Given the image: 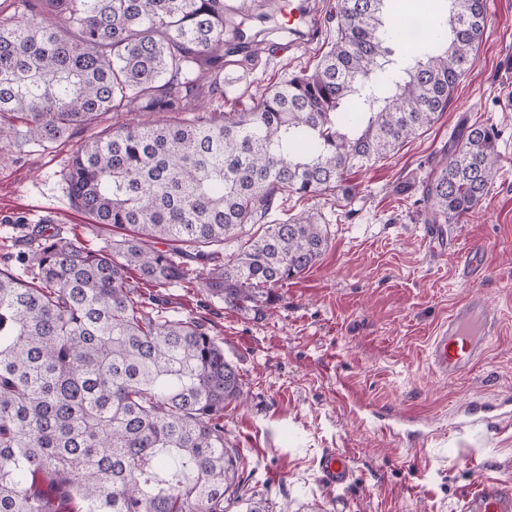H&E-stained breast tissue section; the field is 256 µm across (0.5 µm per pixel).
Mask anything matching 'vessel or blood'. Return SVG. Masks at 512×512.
<instances>
[{
  "label": "vessel or blood",
  "mask_w": 512,
  "mask_h": 512,
  "mask_svg": "<svg viewBox=\"0 0 512 512\" xmlns=\"http://www.w3.org/2000/svg\"><path fill=\"white\" fill-rule=\"evenodd\" d=\"M495 324L482 292H472L456 306L446 324L432 337L428 358L440 374L457 377L468 373L488 347ZM328 486L345 483L350 469L345 457L328 454L321 465ZM460 512H512V484L496 478H482L465 490Z\"/></svg>",
  "instance_id": "1"
}]
</instances>
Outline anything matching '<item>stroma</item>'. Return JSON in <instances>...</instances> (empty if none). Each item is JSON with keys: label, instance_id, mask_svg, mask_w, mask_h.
Returning <instances> with one entry per match:
<instances>
[{"label": "stroma", "instance_id": "1", "mask_svg": "<svg viewBox=\"0 0 512 512\" xmlns=\"http://www.w3.org/2000/svg\"><path fill=\"white\" fill-rule=\"evenodd\" d=\"M489 27L476 62L429 129L375 164L352 171L345 191L286 201L275 220L320 211L330 246L299 278L278 288L263 315L212 297L201 281L159 289L160 310L200 322L241 375L242 398L224 409V437L242 454L247 493L270 512H459L486 476L512 480V425L464 426L468 400L512 396V0H487ZM333 32L300 52L265 36L247 67H229L232 97L248 103L287 74L312 66ZM102 114L69 138L43 145L17 136L0 144V268L17 270L30 233L49 228L92 249L121 239L73 203L63 169L92 136L136 123ZM493 127L501 154L488 195L446 239L433 236L426 187L461 125ZM482 253L479 278L457 273L461 255ZM479 290L498 318L485 355L448 378L428 345L451 309ZM335 451L350 479L331 488L321 460Z\"/></svg>", "mask_w": 512, "mask_h": 512}]
</instances>
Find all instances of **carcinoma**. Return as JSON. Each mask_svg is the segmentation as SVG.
Listing matches in <instances>:
<instances>
[{"mask_svg":"<svg viewBox=\"0 0 512 512\" xmlns=\"http://www.w3.org/2000/svg\"><path fill=\"white\" fill-rule=\"evenodd\" d=\"M450 1L454 16L411 42L387 23L386 0H336V39L313 68L228 111L197 105L203 81L228 94L226 0H40L0 22V142L17 121L49 144L103 112L190 113L118 126L69 162L78 209L133 235L88 249L41 229L23 274L0 269V512H268L242 492L240 450L224 439L237 367L127 272L179 283L182 246L197 244L213 296L270 308L330 243L318 211L267 221L277 203L334 192L430 127L474 64L486 0ZM499 158L492 129L462 127L428 186L432 223L474 209ZM248 224L263 232L242 239ZM228 239L237 253L210 264L202 246Z\"/></svg>","mask_w":512,"mask_h":512,"instance_id":"obj_1","label":"carcinoma"}]
</instances>
